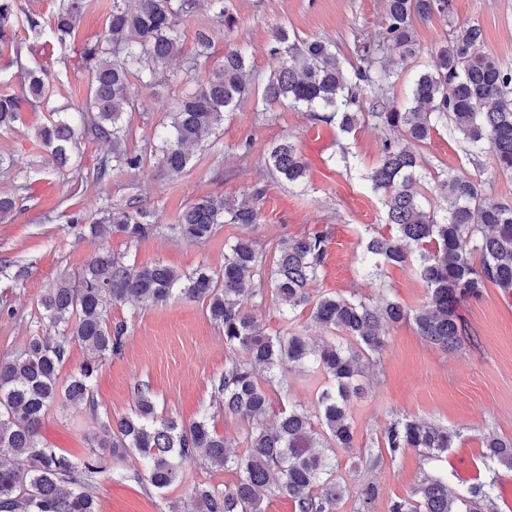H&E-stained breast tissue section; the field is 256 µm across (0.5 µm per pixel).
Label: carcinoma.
Wrapping results in <instances>:
<instances>
[{"mask_svg": "<svg viewBox=\"0 0 512 512\" xmlns=\"http://www.w3.org/2000/svg\"><path fill=\"white\" fill-rule=\"evenodd\" d=\"M383 4L384 27L360 38L357 57L347 67L330 41H292L286 28H277L268 49L277 66L262 82L261 100L269 108L288 103L321 112L344 133L354 131L366 115L387 128L380 162L364 179L381 196L389 231L363 238L358 261L375 275L388 266L412 268L427 288L426 302L410 310L386 297L373 305L362 298L313 295L309 286L327 256L326 230L280 243L269 290L250 281L266 258L247 236L227 245L221 269L201 266L188 274L163 264L137 267L103 245L75 279L61 277L44 290L41 320L53 333L32 336L10 359H0V512H98L92 488L106 472L104 458L95 453L74 457L41 440L46 409L61 396L85 404L100 419V432L91 441L106 449L111 460H139L141 468L131 477L140 484L165 491L182 481L180 463L187 458L239 472L231 488L193 482L196 512H267L273 496L291 501L294 512H336L349 493L337 474L336 454L356 447L349 402L360 394L357 377L377 365L384 327L411 320L429 345L456 351L468 340L464 303L490 286L512 298V204L490 197L481 176L450 172L436 186L446 206L431 208L422 192L423 162L411 147L446 127L460 136L470 155L490 151L497 173L512 177V70L485 54L480 27L454 26L433 52V69L416 76L406 99L364 96L417 56L415 21L448 15V0ZM85 8L86 0H61L46 24L38 15L23 13L20 0H0V50L7 47L21 60L20 21L34 38L29 51L38 46L65 51ZM203 9L213 23L233 29L235 18L224 0H112L101 34L77 49L88 77L83 104L71 112L50 105L58 74L45 67L30 69L23 95L0 94V127L18 121L26 104L43 106L52 112L51 119L34 130V138L52 163L70 164L82 141L93 138L109 146L97 164L95 182H105L116 169L138 168L143 156L127 146V114L138 107L132 79L154 82L164 74L182 54L179 21ZM198 43L200 49L186 60L188 73L208 58L209 36L198 33ZM251 71L248 53L230 45L207 81L176 99L150 149L163 173L178 176L187 169L190 148L214 135L251 93ZM267 163L282 182L297 186L307 178L308 165L289 140L271 147ZM266 192L267 186L256 185L233 201L201 197L172 228L184 239L202 242L220 224H256ZM66 223L73 228L82 224L93 236L108 230L133 244L152 234L158 220L138 194L91 219L69 215ZM268 294L285 314L311 307L312 320L334 336L312 345L286 327L266 333L254 307ZM176 296L205 303L209 317L224 330L228 358L213 389L224 414L250 425L239 454L205 416L185 423L157 414L147 384L135 387L136 408L116 419L100 411L94 397L92 382L100 363L121 355L127 339V324L110 322L107 307L131 299L147 309ZM74 344L90 357L62 381ZM295 368L325 378L314 411L291 407L276 424L264 425L270 407L267 387L284 383L285 373ZM457 437L448 427L395 419L384 430L381 450L369 452V463L378 465L385 453L393 460L407 449L428 462L440 461ZM483 444L486 458L512 470V438L489 435ZM378 495L375 484H364L355 512H370ZM389 512H496L493 485L471 484L451 493L445 474L425 472L409 495L390 501Z\"/></svg>", "mask_w": 512, "mask_h": 512, "instance_id": "cac0c4a2", "label": "carcinoma"}]
</instances>
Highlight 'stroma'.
<instances>
[{
    "label": "stroma",
    "instance_id": "35a3bbf8",
    "mask_svg": "<svg viewBox=\"0 0 512 512\" xmlns=\"http://www.w3.org/2000/svg\"><path fill=\"white\" fill-rule=\"evenodd\" d=\"M447 16L436 15L415 25L420 47L418 57L392 86L387 97L405 99L414 76L433 64L432 52L443 43L451 27L476 24L483 31L484 48L504 68L512 69V0H449ZM237 18L232 35L208 22L202 11L181 20L183 52L194 55L199 32L211 38L210 66L224 57L228 42L247 49L254 80H262L276 66L268 53L273 30L287 28L300 39L324 38L336 45L342 60H354L357 39L381 28L382 0H229ZM11 51L0 52V93L22 94L23 67L59 68L55 102L60 106L81 105L87 96V78L69 56L65 67L40 52L26 53L21 65L11 62ZM182 59L169 65L162 79L139 87L136 112L130 113L131 148L149 150L154 129L162 123L182 91L205 82L208 68L184 74ZM42 107L24 106L21 120L0 129V155L16 164L0 169V195L17 197L13 218L0 223V358L13 355L34 335H44L40 298L57 278L76 273L97 251L108 244L113 253L124 255L138 266L163 263L191 272L206 265L224 264V245L246 235L256 241L266 256L278 244L314 229L329 227L332 240L326 263L314 294L360 296L374 301L388 296L403 306L423 305L427 290L408 268L391 267L385 275H366L356 260L359 241L370 229L380 227L384 211L379 194L363 175L379 163L386 131L371 118L355 131L342 133L336 123L319 120L312 113L285 104L263 109L256 99L245 101L225 120L220 135L193 149L191 165L178 176L161 174L153 159H145L135 171L116 170L105 183L92 180L91 173L108 152L105 143L84 141L81 164L66 170L50 165L33 133L43 124ZM290 139L309 165L304 187H289L274 181L265 165L269 149L281 139ZM250 142L249 153L240 146ZM426 169V196L435 199V187L448 171L481 173L489 196L512 203V178L497 174L494 157L484 153L479 160L466 154L458 136L446 130L432 134L419 145ZM268 184L261 202V220L244 228L221 226L206 242H189L171 229L177 215L200 197H239L256 184ZM155 209L159 223L154 234L134 245L117 235L107 241L76 234L66 218L91 215L105 205L125 203L136 192ZM471 340L463 348L443 352L419 336L413 322L386 329L381 361L370 369L364 392L350 405V415L359 446L339 453L338 474L351 491L374 482L379 496L370 512H388L391 499L409 493L426 463L409 449L395 460L377 466L366 461L367 445L380 441L387 425L397 418H415L458 431L441 468L448 487L467 486L460 469L475 470L476 482L493 483L497 512H512L506 505L512 496V471L498 467L485 456L486 434L512 438V299L497 288H486L480 298L463 308ZM110 320L126 321L128 338L121 356L106 360L93 381L94 396L114 416L130 413L136 402L135 384L151 388L157 408L190 422L207 415L211 429L230 441L241 440L247 422L224 415L214 400L212 382L224 370L228 352L224 332L212 322L200 301L175 299L148 309L134 302H118L108 310ZM317 378L289 374L287 388L268 389L270 409L267 423H275L288 404L313 407ZM99 421L84 405L58 400L47 410L40 434L43 441L76 456L87 455L89 439L98 433ZM133 461L110 464L98 477L94 493L99 512H162L164 501L153 488L130 480ZM183 480L171 490L172 497L189 502L192 481L207 480L230 488L238 480L235 470L211 472L200 460L182 464Z\"/></svg>",
    "mask_w": 512,
    "mask_h": 512
}]
</instances>
